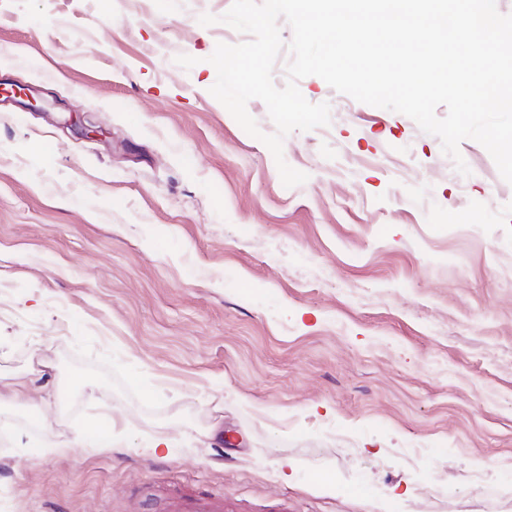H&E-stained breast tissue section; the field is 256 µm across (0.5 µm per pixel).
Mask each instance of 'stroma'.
Here are the masks:
<instances>
[{
	"mask_svg": "<svg viewBox=\"0 0 512 512\" xmlns=\"http://www.w3.org/2000/svg\"><path fill=\"white\" fill-rule=\"evenodd\" d=\"M232 3L0 0V512H512V184L312 75L285 187ZM169 512H232L224 503V494H201L177 502Z\"/></svg>",
	"mask_w": 512,
	"mask_h": 512,
	"instance_id": "1",
	"label": "stroma"
}]
</instances>
